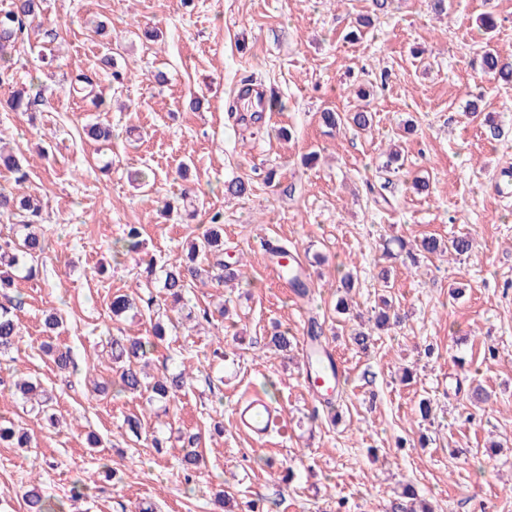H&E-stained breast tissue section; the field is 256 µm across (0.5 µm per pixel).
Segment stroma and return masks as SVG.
<instances>
[{
	"mask_svg": "<svg viewBox=\"0 0 512 512\" xmlns=\"http://www.w3.org/2000/svg\"><path fill=\"white\" fill-rule=\"evenodd\" d=\"M432 17L427 0H43L12 61L11 89L42 84L34 112L0 108V136L20 156L23 184L0 170V187L39 198L50 241L38 277L14 292L21 338L0 355V378L38 381L58 426L0 392V425L25 428L31 447L0 444V512H25L32 485L59 499L85 495L73 512H213L224 489L235 512H388L404 485L436 512H512V201L499 186L512 166V85L477 61L480 14L498 19L495 42L512 51V0H451ZM375 17L356 41L357 17ZM111 55L123 83L106 90L107 109L68 94L79 71ZM266 87L274 102L262 120L230 113L239 87ZM199 110H191V98ZM491 114L506 136L488 139L467 102ZM368 105V132L327 128L324 111ZM112 128L109 141L84 127ZM404 171L382 199L366 192L391 147ZM142 171L149 187L130 172ZM248 179L241 197L224 184ZM428 181L416 193L413 178ZM172 210L161 214V201ZM221 213L224 255L239 278L189 289L210 321L180 320L159 282L139 281V259L182 255L213 213ZM141 228L140 255L120 252L126 225ZM472 237L470 254L414 265L385 261V241ZM295 248L314 287L298 299L269 272L266 241ZM390 267V287L377 274ZM356 270L347 314L334 306L339 273ZM135 294L134 312L113 320L110 303ZM400 316L388 330L372 320L382 299ZM227 316H217L219 306ZM63 326L43 331L45 311ZM148 373L186 370L189 379L164 412L145 397L112 390V337L152 335ZM323 324L344 383L335 415L309 396L301 355L309 321ZM371 330L368 351L350 336ZM288 334L290 351L272 347ZM70 349L73 373L58 372L44 343ZM492 393L474 403L472 380ZM259 391L280 420L262 442L233 422L236 402ZM432 412L422 418L420 401ZM140 419L133 435L127 418ZM223 420L224 432L211 431ZM100 445L88 447V434ZM204 463L191 479L179 467L188 434Z\"/></svg>",
	"mask_w": 512,
	"mask_h": 512,
	"instance_id": "obj_1",
	"label": "stroma"
}]
</instances>
